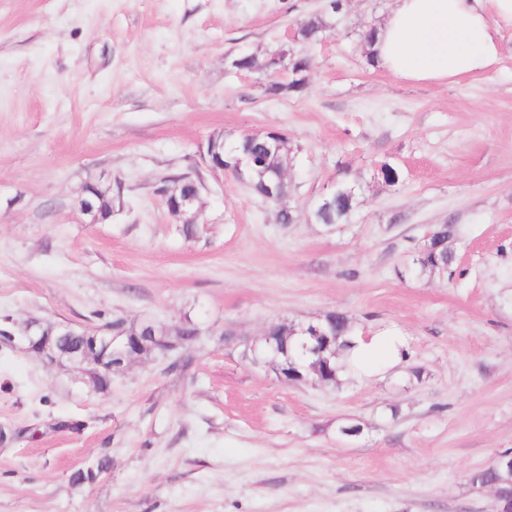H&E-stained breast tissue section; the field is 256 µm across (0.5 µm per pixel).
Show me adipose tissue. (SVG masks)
Masks as SVG:
<instances>
[{"instance_id":"adipose-tissue-1","label":"adipose tissue","mask_w":512,"mask_h":512,"mask_svg":"<svg viewBox=\"0 0 512 512\" xmlns=\"http://www.w3.org/2000/svg\"><path fill=\"white\" fill-rule=\"evenodd\" d=\"M510 30L512 0H393L374 34V61L402 80L450 84L494 71ZM406 352L396 332L356 331L343 362L349 372L374 377L400 364Z\"/></svg>"}]
</instances>
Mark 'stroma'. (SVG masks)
Listing matches in <instances>:
<instances>
[{"label": "stroma", "mask_w": 512, "mask_h": 512, "mask_svg": "<svg viewBox=\"0 0 512 512\" xmlns=\"http://www.w3.org/2000/svg\"><path fill=\"white\" fill-rule=\"evenodd\" d=\"M390 2L348 0L305 48L303 91L268 97L230 60L292 45L325 0H0V317L201 330L187 374L138 359L104 390L1 344L0 425L21 436L0 447V512H494L472 476L512 450V33L493 73L401 80L363 50ZM271 130L294 152L286 225L200 156ZM182 173L205 185L194 239L156 192ZM343 180L349 223L308 221ZM88 183L111 187V219L78 209ZM448 222L447 272L418 275ZM328 311L400 331L409 362L294 385L223 338ZM349 421L361 435H339Z\"/></svg>", "instance_id": "1"}]
</instances>
